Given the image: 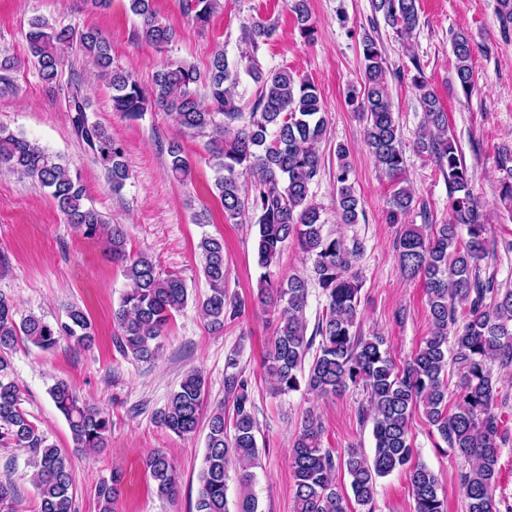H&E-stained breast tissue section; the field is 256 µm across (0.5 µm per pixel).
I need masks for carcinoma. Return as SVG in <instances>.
<instances>
[{"label": "carcinoma", "instance_id": "1", "mask_svg": "<svg viewBox=\"0 0 512 512\" xmlns=\"http://www.w3.org/2000/svg\"><path fill=\"white\" fill-rule=\"evenodd\" d=\"M152 2L128 0L130 12L141 18L135 37L163 50L176 41L177 32L158 19ZM217 2L181 0V7L193 23L205 27ZM371 3L374 12L402 39L411 37L420 24L418 0ZM291 10L301 37L311 38L314 28L308 0H292ZM246 32L256 50L259 43L271 38L273 28L258 19ZM26 40L30 59L48 88L60 86L64 50L76 48L92 59L112 87L114 111L136 118L152 108L161 109L174 117L183 133L207 138L205 150L217 173L212 193L223 207L224 218L234 221L247 211L256 217L254 255L262 269L257 298L277 320L276 335L264 356L273 377V393L287 395L303 387L319 396H334L351 386L366 391L367 406L361 408L360 421L372 423L374 449L370 455L361 448H350L336 457L333 449L323 447L320 417L311 411L303 416L289 449L294 512H350L348 499L336 488L339 465L350 477L356 503L367 512H373L378 479L396 470L409 472L414 512H448L437 477L425 464L414 461L408 424L419 409L439 439L468 463L460 472L466 512H500L495 491L505 433L501 415L495 411L490 363L512 365V288H502L494 277L481 275L488 239L482 204L471 189L474 174L448 135V115L419 62H414L412 85L419 92L424 124L416 135L414 150L434 159L448 182L449 214L444 224L406 225L395 242L402 274L424 284L432 324L431 334L399 366L391 359L384 337L360 334L362 283L352 268L363 253L362 242L357 238L348 242L324 232L321 209L309 197L310 185L320 174L319 146L327 128L320 92L313 82L286 67L265 71L251 55L247 74L258 89L250 112L245 113L237 99L238 67L222 51L214 54L204 73L169 57L156 71L153 85L146 88L132 73L113 64L109 41L94 28L80 29L34 16L28 22ZM361 46L362 82L348 88L346 98L364 121V141L376 166L398 184L387 219L400 224L414 211L417 200L402 185L405 152L389 92V69L373 36L365 35ZM452 51L456 81L469 95L475 86L471 36L464 31L454 34ZM200 85L207 91L204 101L197 94ZM64 102L74 134L105 171L112 194L121 195L132 176L124 147L91 117L92 102L78 79L67 81ZM166 153L172 177L181 183L192 181V164L181 143L168 141ZM498 166L508 177L502 183L500 200L512 204V151L499 155ZM0 169L30 178L84 237L108 242L112 259L125 263L129 281L113 312L119 329L118 347L141 361L155 359L171 316L188 303L185 281L160 272L149 254L127 252L123 225L110 224L97 210L84 206V185L62 157L2 125ZM333 183L341 222L358 223L361 203L349 151L342 144L336 147ZM290 243L310 262L308 274L279 279L273 269ZM198 249L209 292L196 300V305L208 329L221 332L226 324L242 319L247 307L228 291L224 239L205 236ZM312 282L321 289L325 305L309 335L306 310ZM461 309L464 316L460 318ZM20 336L43 351L56 348L63 340L86 348L95 340L94 328L77 305L69 306L65 317L52 321L33 313L18 320L13 298L0 292V448L26 449L33 454L37 512H71L68 458L29 420L12 378L11 363L4 356ZM313 348L316 352L307 365L306 357ZM450 363L460 375L458 399L451 411ZM224 370V384L234 394L231 415H226L222 404L204 413L205 380L200 371L192 369L170 394L157 420L179 436H191L206 423L195 512H260L252 490L259 456L258 424L248 381L239 369L238 351L227 353ZM49 395L66 419L75 447H105L112 422L104 409L83 401L63 379L50 387ZM145 467L159 496L176 495L179 477L164 452L150 454ZM231 471L238 484L232 511L226 495ZM121 488L122 475L116 470L110 479L98 483L95 494L100 512H114ZM16 502L15 485L0 480V512H16Z\"/></svg>", "mask_w": 512, "mask_h": 512}]
</instances>
